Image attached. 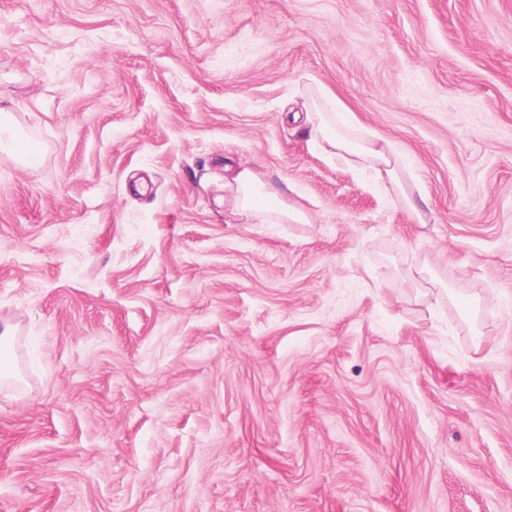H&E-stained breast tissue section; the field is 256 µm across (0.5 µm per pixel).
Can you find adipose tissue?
Returning a JSON list of instances; mask_svg holds the SVG:
<instances>
[{"mask_svg":"<svg viewBox=\"0 0 512 512\" xmlns=\"http://www.w3.org/2000/svg\"><path fill=\"white\" fill-rule=\"evenodd\" d=\"M306 133L328 159L396 194L414 218H421L426 198L415 192L416 177L403 152L391 143L377 142L375 134L352 118L340 102L324 97L307 104ZM226 188L241 213L259 214L269 222L307 221L304 211L283 204L278 191L261 182L251 170L238 172Z\"/></svg>","mask_w":512,"mask_h":512,"instance_id":"1","label":"adipose tissue"}]
</instances>
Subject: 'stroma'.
I'll return each mask as SVG.
<instances>
[{"label": "stroma", "mask_w": 512, "mask_h": 512, "mask_svg": "<svg viewBox=\"0 0 512 512\" xmlns=\"http://www.w3.org/2000/svg\"><path fill=\"white\" fill-rule=\"evenodd\" d=\"M0 108V512H512V0H0ZM306 134L328 159L355 171L399 196L414 218L421 221L427 204L405 155L346 112L342 104L322 95L319 103L306 102ZM417 189V194L414 192ZM0 148H8L11 157L23 163H34L38 155L36 150L21 145L20 138L11 122V114L0 109ZM226 190L232 193L233 205L241 213L260 214L267 223L275 220L308 223L304 211L283 204L278 191L261 182L249 169L241 170L232 178V182L224 183Z\"/></svg>", "instance_id": "obj_1"}]
</instances>
